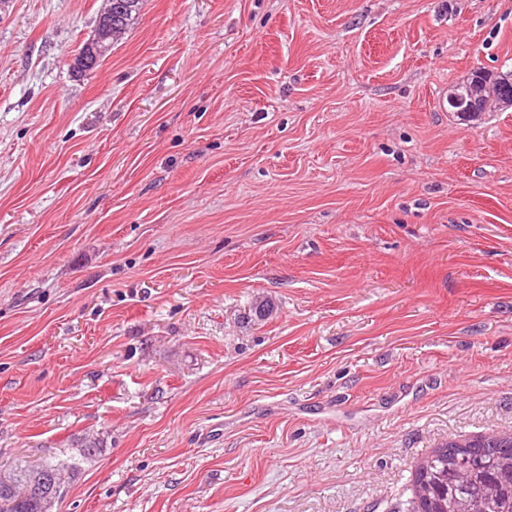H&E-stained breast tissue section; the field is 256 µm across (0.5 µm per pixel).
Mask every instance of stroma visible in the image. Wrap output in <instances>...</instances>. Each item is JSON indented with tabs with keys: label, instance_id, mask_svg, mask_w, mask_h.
<instances>
[{
	"label": "stroma",
	"instance_id": "35a3bbf8",
	"mask_svg": "<svg viewBox=\"0 0 512 512\" xmlns=\"http://www.w3.org/2000/svg\"><path fill=\"white\" fill-rule=\"evenodd\" d=\"M0 0V464L57 512H392L512 433V0ZM103 446L83 458L78 445ZM108 2L99 18V28L89 42L93 54H106L112 50V24L124 29L123 35L133 24L137 15L135 9L129 10L127 0H106ZM482 71H484L482 68H477L466 79L446 87L438 99V108L442 112H454L463 119L472 115V112H479L475 110V106L478 104L482 107L481 112H498L512 108V96H510L512 94V72L497 74V79L492 84L500 88L499 93L491 92L489 95L482 93L476 96L475 85H487L478 76ZM505 86L510 87L509 95L502 94V89ZM74 465L44 460L37 464L0 466V512H53L63 497ZM47 479L33 487L37 474Z\"/></svg>",
	"mask_w": 512,
	"mask_h": 512
}]
</instances>
